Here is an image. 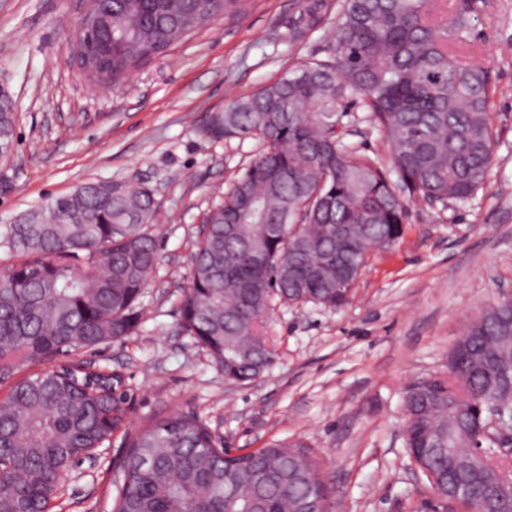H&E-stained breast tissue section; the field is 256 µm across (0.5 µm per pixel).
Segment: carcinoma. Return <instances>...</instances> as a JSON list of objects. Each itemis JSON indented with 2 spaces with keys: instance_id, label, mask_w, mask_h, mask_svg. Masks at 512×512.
Listing matches in <instances>:
<instances>
[{
  "instance_id": "1",
  "label": "carcinoma",
  "mask_w": 512,
  "mask_h": 512,
  "mask_svg": "<svg viewBox=\"0 0 512 512\" xmlns=\"http://www.w3.org/2000/svg\"><path fill=\"white\" fill-rule=\"evenodd\" d=\"M322 4H304L313 28ZM238 0H99L111 17L112 84L165 55ZM476 0H342L327 58L212 114L214 138L264 144L206 212L182 327L234 381L267 369L277 305L336 309L369 252L405 232L408 203H463L487 180L495 137L486 71L461 58ZM360 97L390 145V167L345 142L344 102ZM0 100V137L13 138ZM396 179H391V176ZM38 224L0 225V512H51L70 466L112 441L127 416L121 378L54 364L55 356L134 333L158 264L157 200L101 182L49 200ZM512 301L485 308L448 354L447 370L402 388L408 456L441 512H512V485L484 462L476 424L497 399L512 426ZM321 460L301 441L229 456L193 416L159 417L134 434L113 512H302L328 509Z\"/></svg>"
}]
</instances>
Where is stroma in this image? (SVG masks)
I'll return each instance as SVG.
<instances>
[{"label":"stroma","mask_w":512,"mask_h":512,"mask_svg":"<svg viewBox=\"0 0 512 512\" xmlns=\"http://www.w3.org/2000/svg\"><path fill=\"white\" fill-rule=\"evenodd\" d=\"M339 0L298 27L302 0H245L116 86L93 84L69 44L79 0H0V82L17 100L13 158L0 162V224L93 181L143 184L160 203V260L134 334L58 355L119 374L124 431L76 464L55 512H111L126 433L156 417L196 416L224 445L253 451L302 440L322 460L330 512H432L436 499L407 456L403 384L444 370L463 327L512 299V0H479L458 51L487 70L497 133L485 184L465 203L410 204L405 233L373 250L338 309L281 307L274 360L246 382L225 380L180 325L204 212L262 150L206 134V117L326 58ZM360 100L342 119L347 142L381 163L384 133Z\"/></svg>","instance_id":"35a3bbf8"}]
</instances>
